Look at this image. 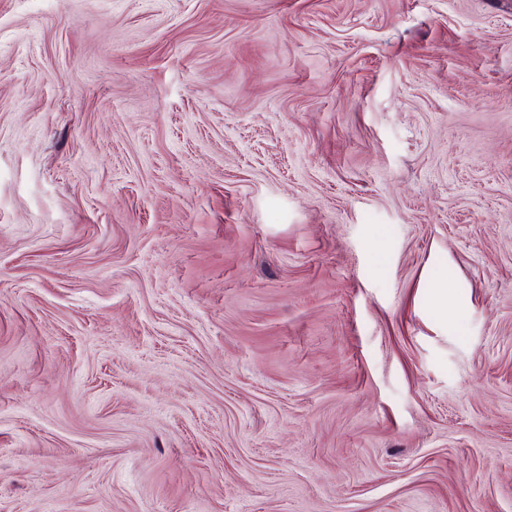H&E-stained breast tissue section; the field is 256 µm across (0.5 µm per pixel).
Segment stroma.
<instances>
[{"label":"stroma","instance_id":"obj_1","mask_svg":"<svg viewBox=\"0 0 512 512\" xmlns=\"http://www.w3.org/2000/svg\"><path fill=\"white\" fill-rule=\"evenodd\" d=\"M0 512H512V0H0Z\"/></svg>","mask_w":512,"mask_h":512}]
</instances>
